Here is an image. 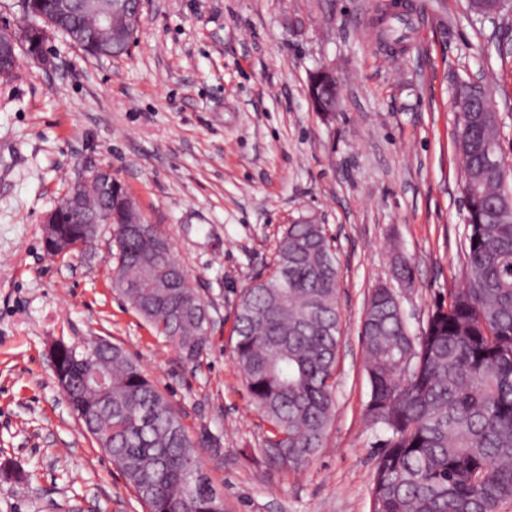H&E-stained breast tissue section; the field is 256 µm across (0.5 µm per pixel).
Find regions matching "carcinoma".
I'll list each match as a JSON object with an SVG mask.
<instances>
[{
	"mask_svg": "<svg viewBox=\"0 0 512 512\" xmlns=\"http://www.w3.org/2000/svg\"><path fill=\"white\" fill-rule=\"evenodd\" d=\"M30 26L25 56L44 53L46 31L100 58L128 52L140 20L113 15L109 51L81 0H19ZM384 46L410 38L403 15L378 11ZM331 79L317 71L310 95L331 104ZM465 170L481 176L466 204L467 285L432 309L420 332L408 325L397 292L373 289L364 310L362 345L371 386L366 412L379 427L382 452L371 481L372 512H499L512 500V221L503 217L507 161L499 126L473 124ZM68 187L53 214L58 233L79 244L85 225L72 222ZM112 205L116 232L137 216L123 185L112 198L95 189L83 207ZM112 287L157 335L187 361L208 341V306L194 288H160L178 264L156 225L144 237L116 241ZM271 275L252 280L235 312V359L252 404L269 425L266 460L299 469L322 447L334 406V374L342 332L339 268L322 224H290L278 239ZM56 377L82 430L124 476L147 512H224L177 412L116 344L97 356L112 374L101 393L83 384L84 352L62 343Z\"/></svg>",
	"mask_w": 512,
	"mask_h": 512,
	"instance_id": "cac0c4a2",
	"label": "carcinoma"
}]
</instances>
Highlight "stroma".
<instances>
[{
	"mask_svg": "<svg viewBox=\"0 0 512 512\" xmlns=\"http://www.w3.org/2000/svg\"><path fill=\"white\" fill-rule=\"evenodd\" d=\"M376 0H144L127 54L54 37L55 66L0 80V512H145L83 434L48 347L120 345L168 398L226 512H370L381 451L361 342L372 288L413 270L411 330L466 281L454 97L479 78L512 163V13L475 23L467 0H414L408 48L372 35ZM339 105L316 111L319 67ZM111 167L208 305L205 354L184 360L110 286V227L83 254L47 255L42 222L68 183ZM324 224L339 260L335 411L298 470L268 465L267 425L236 366L234 311L286 225Z\"/></svg>",
	"mask_w": 512,
	"mask_h": 512,
	"instance_id": "stroma-1",
	"label": "stroma"
}]
</instances>
